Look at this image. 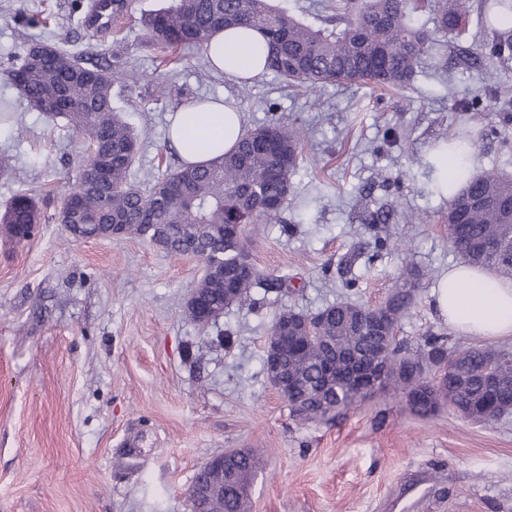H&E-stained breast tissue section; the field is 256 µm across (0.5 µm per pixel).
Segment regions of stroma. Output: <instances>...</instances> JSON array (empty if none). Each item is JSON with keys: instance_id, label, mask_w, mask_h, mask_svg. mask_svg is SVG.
Wrapping results in <instances>:
<instances>
[{"instance_id": "stroma-1", "label": "stroma", "mask_w": 512, "mask_h": 512, "mask_svg": "<svg viewBox=\"0 0 512 512\" xmlns=\"http://www.w3.org/2000/svg\"><path fill=\"white\" fill-rule=\"evenodd\" d=\"M93 0H0V211L35 198L34 237L0 233V512H190L186 491L199 468L229 450L263 454L251 512H512V416L493 424L444 409L412 416L398 393L375 392L335 419L307 424L262 372L267 336L282 310L313 313L342 297L373 305L407 268L424 271L397 336L426 333L449 345L473 338L435 312L431 291L459 255L448 243V201L428 155L470 130L478 169L512 175V131L498 103L478 111L458 101L485 84L457 64L420 68L398 94L365 83L290 88L271 74L239 84L195 50L156 67L141 18L171 0H127L111 27L86 24ZM50 9L49 29L26 14ZM43 41L82 59L142 74L114 87L112 105L141 138L134 182L179 167L168 116L192 100L226 96L245 127L276 122L298 130L301 161L280 222L252 224V264L287 287L256 288L253 305L232 306L200 326L184 312L204 272L193 256L170 259L137 236L69 239L59 214L85 162L83 140L64 121L34 111L5 72ZM390 208L386 224L367 212Z\"/></svg>"}]
</instances>
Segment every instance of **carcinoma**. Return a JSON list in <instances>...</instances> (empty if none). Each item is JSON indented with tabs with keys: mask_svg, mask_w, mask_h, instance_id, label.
Wrapping results in <instances>:
<instances>
[{
	"mask_svg": "<svg viewBox=\"0 0 512 512\" xmlns=\"http://www.w3.org/2000/svg\"><path fill=\"white\" fill-rule=\"evenodd\" d=\"M334 16L325 27L305 24L271 0H174L142 20L149 46L168 63L185 49L208 52L212 36L227 28L257 31L268 46L266 71L289 84L309 89L336 83H366L404 89L427 63L446 64L448 42L471 24L470 0H332ZM429 12L433 29L415 23L413 14ZM480 24L493 29L479 45L484 69L512 60V0H482ZM9 81L31 107L49 119L63 118L87 143L84 176L74 196L85 238L104 236L106 225L126 224L127 234L147 239L175 258L189 253L224 265L228 285L205 276L195 288L209 309L228 308L250 300L251 289H273L274 279L255 267L240 271L249 224L275 223L288 206L291 177L300 156L295 130L272 122L242 133L236 148L207 165H181L148 185L129 181L139 151L138 136L112 108V87L135 84L132 72L84 62L54 48L36 64L23 58L7 70ZM485 96L500 104V123L512 124V97L494 83ZM104 165L109 183L101 190L88 174ZM179 195L170 206H155L166 192ZM7 235L17 243L29 240L23 226L40 223L29 195L16 197L0 215ZM512 177L479 171L448 201V242L473 267L494 268L512 278ZM423 274L404 271L383 306L375 309L382 332L365 337L369 309L341 300L315 316L323 340L313 342L298 331L280 355L293 380L288 406L301 421L329 420L357 407L375 388L347 378L348 370L379 347L387 372L378 389L391 388L405 398L410 412L422 419L443 405L466 419L492 423L512 414V349L500 346H448L445 336L428 334L416 345L394 337L396 326L411 312ZM336 369V384L326 386L323 371ZM258 461L244 451L224 468V496L211 512H248L247 490Z\"/></svg>",
	"mask_w": 512,
	"mask_h": 512,
	"instance_id": "cac0c4a2",
	"label": "carcinoma"
}]
</instances>
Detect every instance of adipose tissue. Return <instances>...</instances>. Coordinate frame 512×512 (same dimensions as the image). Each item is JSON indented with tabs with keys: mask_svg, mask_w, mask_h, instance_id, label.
I'll return each instance as SVG.
<instances>
[{
	"mask_svg": "<svg viewBox=\"0 0 512 512\" xmlns=\"http://www.w3.org/2000/svg\"><path fill=\"white\" fill-rule=\"evenodd\" d=\"M210 55L215 69L235 81L245 82L264 72L267 46L254 30H225L212 39ZM241 133L240 112L220 98L178 108L170 116L168 140L181 162L203 164L229 152ZM431 156L444 197H452L462 185L458 178L449 177V164L464 166L467 176L476 173L469 149L456 143L433 150ZM433 297L436 312L454 331L473 336L512 337V281L493 271L455 264L439 280Z\"/></svg>",
	"mask_w": 512,
	"mask_h": 512,
	"instance_id": "1",
	"label": "adipose tissue"
}]
</instances>
